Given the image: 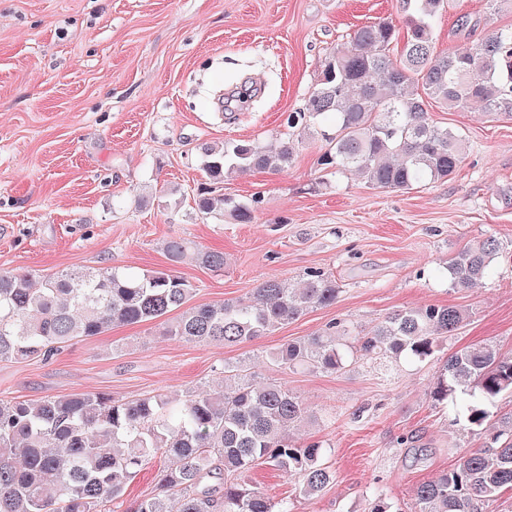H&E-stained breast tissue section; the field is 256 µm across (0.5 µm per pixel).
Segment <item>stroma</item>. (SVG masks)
Instances as JSON below:
<instances>
[{
  "instance_id": "stroma-1",
  "label": "stroma",
  "mask_w": 512,
  "mask_h": 512,
  "mask_svg": "<svg viewBox=\"0 0 512 512\" xmlns=\"http://www.w3.org/2000/svg\"><path fill=\"white\" fill-rule=\"evenodd\" d=\"M486 12V0H450L434 23L437 51L481 39ZM385 17L400 19L396 0H0V271L159 270L170 265L164 242L183 238L224 251L220 272L180 264L197 304L247 296L270 278L293 284L312 267L341 289L335 304L237 346L186 343L146 322L48 361H2L0 399L177 397L243 362L303 400L314 418L295 437L323 443L336 473L307 499L295 478L255 466L249 484L292 512H366L375 489L411 512L413 486L455 463L449 446L479 447L429 390L462 347L488 340L512 353V262L463 292L441 276L464 246L512 240L511 118L431 104L434 122L463 133V161L413 190L320 171L323 143L305 138L287 172L225 181L224 193L259 196L252 222L202 215L193 202L203 147L287 136L325 58ZM426 304L469 313L429 362L361 360L329 374L267 358L333 320L367 329Z\"/></svg>"
}]
</instances>
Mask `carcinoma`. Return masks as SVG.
Instances as JSON below:
<instances>
[{"label": "carcinoma", "instance_id": "1", "mask_svg": "<svg viewBox=\"0 0 512 512\" xmlns=\"http://www.w3.org/2000/svg\"><path fill=\"white\" fill-rule=\"evenodd\" d=\"M397 3L403 26L383 18L349 34L287 124L300 136L316 133L326 141L316 160L320 170L407 190L447 178L463 158L462 134L434 123L429 101L512 116V26L492 27L475 43L438 53L433 21L448 0ZM294 153L288 138L203 148L197 211L251 221L260 197L246 202L224 195V180L251 170L286 172ZM164 251L175 264L189 256L211 271L224 269L218 248L171 239ZM502 258L512 259V248L493 235L463 248L443 266L448 287H476ZM193 293V284L173 268L72 269L41 281L0 272V361H47L75 340L153 321L181 341L237 345L336 303L340 288L332 275L310 268L296 285L268 279L235 301L191 305ZM466 318L456 305L429 304L396 310L357 334L346 321H334L281 345L270 359L284 369L331 374L362 359L423 363ZM223 374L224 386L204 384L180 399L156 394L124 401L97 392L0 403V512H291L287 501L246 482L259 463L298 478L304 496H319L335 472L322 443L292 439L307 416L302 400L237 362L224 363ZM504 393L512 394V355L496 343L448 355L430 397L435 405L459 406L483 446L416 483L415 512H484L486 504L512 493V415L496 419L489 410ZM158 457L168 465L158 469L154 491L120 510L127 486ZM369 512L400 510L375 490Z\"/></svg>", "mask_w": 512, "mask_h": 512}]
</instances>
